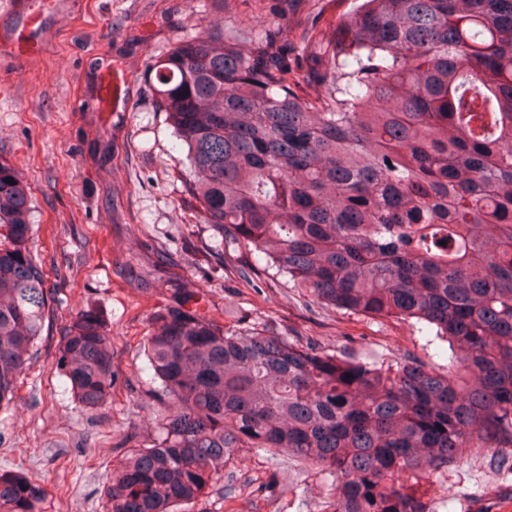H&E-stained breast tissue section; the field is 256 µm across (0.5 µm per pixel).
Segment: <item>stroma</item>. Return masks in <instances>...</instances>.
Segmentation results:
<instances>
[{
	"label": "stroma",
	"instance_id": "stroma-1",
	"mask_svg": "<svg viewBox=\"0 0 512 512\" xmlns=\"http://www.w3.org/2000/svg\"><path fill=\"white\" fill-rule=\"evenodd\" d=\"M60 22L44 64L0 89V162L15 167L32 200L30 245L52 294L49 319L11 404L0 407V472L41 484L43 512H104V485L131 447L151 443L165 409L146 372L143 341L169 288L201 292L224 324L275 321L291 339L332 352L346 346L395 368L413 358L445 370L447 342L426 338L412 321L351 314L318 304L274 278L242 248L225 247L204 223L184 184V166L165 113L145 80L148 63L219 22L225 38L249 51L261 21H283L278 0H83ZM127 80L125 107L95 111L96 71ZM96 309L112 338L116 378L101 410L84 409L56 370L61 330ZM232 477L221 478L182 512H332V477L274 464L240 449ZM512 474L488 454L463 455L419 492L431 512L477 503Z\"/></svg>",
	"mask_w": 512,
	"mask_h": 512
}]
</instances>
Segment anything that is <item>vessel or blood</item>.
I'll return each mask as SVG.
<instances>
[{
	"instance_id": "1",
	"label": "vessel or blood",
	"mask_w": 512,
	"mask_h": 512,
	"mask_svg": "<svg viewBox=\"0 0 512 512\" xmlns=\"http://www.w3.org/2000/svg\"><path fill=\"white\" fill-rule=\"evenodd\" d=\"M0 11L13 23L0 31V59L14 66L10 80L22 78L49 52L51 35L59 22L75 11L74 0H0ZM95 98L101 111L115 112L124 104L125 90L108 72L95 83Z\"/></svg>"
}]
</instances>
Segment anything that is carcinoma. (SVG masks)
<instances>
[{"instance_id": "1", "label": "carcinoma", "mask_w": 512, "mask_h": 512, "mask_svg": "<svg viewBox=\"0 0 512 512\" xmlns=\"http://www.w3.org/2000/svg\"><path fill=\"white\" fill-rule=\"evenodd\" d=\"M146 80L225 243L325 306L415 321L448 364L392 371L268 323L227 327L176 289L144 340L167 407L112 474L106 512H179L241 448L329 473L333 512H426L413 487L474 441L512 472V0H354L309 28L271 24L246 54L215 23ZM1 229L0 406L52 302L6 163ZM112 357L97 311L63 327L56 369L89 411L112 397ZM44 498L0 473V512Z\"/></svg>"}]
</instances>
